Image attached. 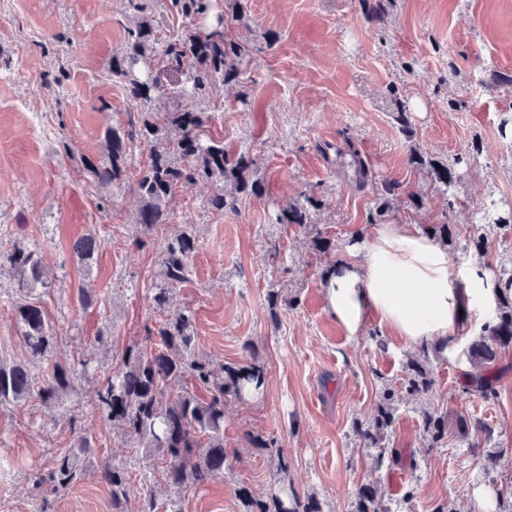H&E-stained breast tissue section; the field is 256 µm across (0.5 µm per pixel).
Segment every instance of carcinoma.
I'll return each mask as SVG.
<instances>
[{"instance_id": "obj_1", "label": "carcinoma", "mask_w": 512, "mask_h": 512, "mask_svg": "<svg viewBox=\"0 0 512 512\" xmlns=\"http://www.w3.org/2000/svg\"><path fill=\"white\" fill-rule=\"evenodd\" d=\"M153 0H128L137 22L129 31L125 53L108 63L109 74L122 84L127 97L150 101L163 98L157 78L141 77L131 65L147 68L155 64L166 70L185 73L189 91L170 96L165 104L145 112L129 127L110 125L106 129V162L86 164L93 183L105 190L120 188L128 183L127 172L131 152L136 142L151 145L144 167L139 170L130 188L135 190L141 207L136 223L145 232L167 223L168 205L178 188L208 180L215 191L207 205L215 210L233 209L236 196L225 192L224 181L235 183L237 191L250 195L262 194V182L255 178L253 161L241 152L230 154L224 143L206 137L211 115L183 109L180 98H208L217 83L239 79V66L248 56V45L229 39L224 34V16L214 14L217 0H172L177 15L188 20L190 30L181 35L163 37V16L149 8ZM384 194L377 198L375 217L382 218L390 208L392 198L405 193L398 181H386ZM308 206L295 205L276 216L278 224H296L305 228L311 224L308 207H316L307 196ZM98 249L95 237L87 236L75 245V253L84 264H90ZM197 249L193 230L185 228L166 239L160 249L158 282L151 289L152 306L158 316L146 328L142 344L130 345L122 355L115 373L103 375L97 397L102 417L133 443L146 463L156 460L165 464V483L174 490L201 487L224 474V403L227 396L242 399L256 395L265 386L264 367L257 363L224 366L196 352V319L191 310L166 315L174 286L186 282L190 261ZM6 269L19 295L17 314L22 340L30 355L44 358L54 343L53 328L38 304L37 290L52 286L53 276L40 253L15 244L0 251V269ZM497 313L495 321L484 325L482 334L466 349L473 365L466 397L484 401L497 398V378L490 372L503 352L512 349V273L495 280ZM85 360L56 361L47 371L40 387H35L26 364L0 362V406L20 403L37 394L47 406L58 402L62 394L75 389L76 371H84ZM410 377L405 385L411 396H421L432 389L431 381L415 359L407 362ZM185 381L180 395L170 398L168 388L174 382ZM394 392L387 388L374 420L358 423L355 432L369 447L383 441L387 429L395 420ZM425 429L431 441L438 443L448 432V422L434 412L424 414ZM459 427L473 434L472 447L479 448L492 438V429L484 422L461 418ZM92 438L77 433L73 447L64 451L46 475L36 479V489L47 503V496L66 489L94 472L111 487L112 512H130L128 508V473L107 461L94 460ZM378 491L365 485L358 493L355 512H380ZM247 512H321L313 497L290 501L279 497L267 502L242 491Z\"/></svg>"}]
</instances>
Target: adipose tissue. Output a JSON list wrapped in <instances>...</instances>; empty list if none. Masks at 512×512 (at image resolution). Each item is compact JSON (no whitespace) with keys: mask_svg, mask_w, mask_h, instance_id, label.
I'll return each mask as SVG.
<instances>
[{"mask_svg":"<svg viewBox=\"0 0 512 512\" xmlns=\"http://www.w3.org/2000/svg\"><path fill=\"white\" fill-rule=\"evenodd\" d=\"M351 253L324 285L326 307L348 333L373 315L407 343H433L444 356L461 310L485 319L495 306L491 278L476 268L451 271L440 243L412 225H384Z\"/></svg>","mask_w":512,"mask_h":512,"instance_id":"1","label":"adipose tissue"}]
</instances>
